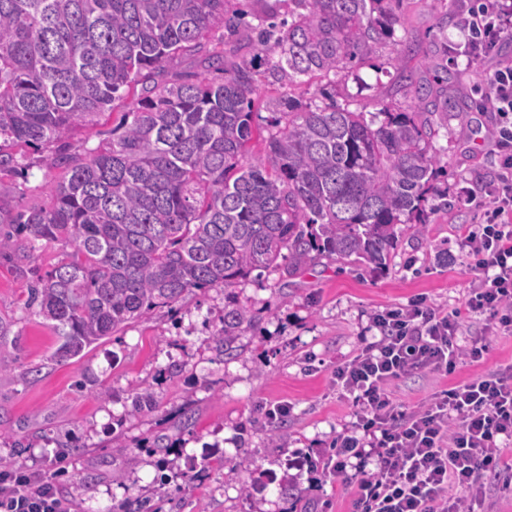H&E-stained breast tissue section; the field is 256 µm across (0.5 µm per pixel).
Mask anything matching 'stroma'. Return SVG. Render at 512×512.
<instances>
[{
    "instance_id": "1",
    "label": "stroma",
    "mask_w": 512,
    "mask_h": 512,
    "mask_svg": "<svg viewBox=\"0 0 512 512\" xmlns=\"http://www.w3.org/2000/svg\"><path fill=\"white\" fill-rule=\"evenodd\" d=\"M472 0H404L397 45L382 47L361 69L368 88L337 84V100L360 112L405 103L392 58L404 54L421 73L434 50L433 36L448 39L447 115L433 114L439 158L425 207L426 220L405 224L384 269L321 259L296 274L254 271L236 288H208L155 308L79 357L58 361V339L48 320L26 305L23 270L45 273L64 255L61 245L39 243L28 258L0 257V458L15 471L50 477L70 512H112L151 495L155 466L166 458L169 499L161 512H352L355 486L342 485L325 467L336 435L354 410L337 389L336 367L371 342V314L414 297L449 311L462 307L471 284L462 259L459 227L481 214L478 190L493 173L495 116L479 111L482 70L467 66L457 21ZM24 150L27 178L1 174L15 186V203H45L44 171ZM471 188L464 199L462 188ZM249 308L233 355L219 354L213 338L224 309ZM512 365V335L494 336L478 363H460L453 375L423 373L395 381L400 404L416 407L433 394ZM38 376H28L29 368ZM149 389L151 409L133 413L136 391ZM284 405L286 416L269 417ZM283 435L272 438V428ZM248 457L255 472L283 476L287 461L308 458L298 472L296 501L277 485L253 498L241 492L230 466Z\"/></svg>"
}]
</instances>
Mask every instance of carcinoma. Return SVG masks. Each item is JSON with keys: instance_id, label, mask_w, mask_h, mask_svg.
Returning <instances> with one entry per match:
<instances>
[{"instance_id": "obj_1", "label": "carcinoma", "mask_w": 512, "mask_h": 512, "mask_svg": "<svg viewBox=\"0 0 512 512\" xmlns=\"http://www.w3.org/2000/svg\"><path fill=\"white\" fill-rule=\"evenodd\" d=\"M254 2L249 12L233 0H0V172H17L18 148L58 171L48 205L17 210L13 188L0 187V256L25 258L37 241L70 249L26 282L27 306L61 341L57 357L284 260L290 275L320 256L381 269L402 217L424 211L439 160L435 130L414 114L448 111V77L398 67L406 106L367 117L331 94L288 96L268 129L253 125L258 60L289 88L357 81L395 42L403 0H289L288 20ZM217 25L230 57L207 48ZM248 47L252 57L239 55ZM188 56L213 78L173 71ZM127 99L108 142L74 146L76 130ZM252 320L243 306L224 310L216 350L235 351ZM232 470L248 474V498L267 487L246 457Z\"/></svg>"}]
</instances>
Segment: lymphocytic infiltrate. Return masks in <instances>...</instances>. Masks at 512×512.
Segmentation results:
<instances>
[{
	"label": "lymphocytic infiltrate",
	"mask_w": 512,
	"mask_h": 512,
	"mask_svg": "<svg viewBox=\"0 0 512 512\" xmlns=\"http://www.w3.org/2000/svg\"><path fill=\"white\" fill-rule=\"evenodd\" d=\"M468 64L487 59L488 97L497 114V170L484 187L478 227L462 226L472 288L463 310L448 313L417 298L376 313L378 340L337 367L336 386L352 396L354 420L336 438L331 470L358 475L356 512H475L489 479L512 492V367L450 386L423 407L394 402L387 386L429 370L452 374L461 361L477 363L490 336L512 335V58L498 55L512 36V0H477L458 20ZM485 318L484 336L459 343L464 315ZM0 512H66L52 482L0 471Z\"/></svg>",
	"instance_id": "f902f5d3"
}]
</instances>
